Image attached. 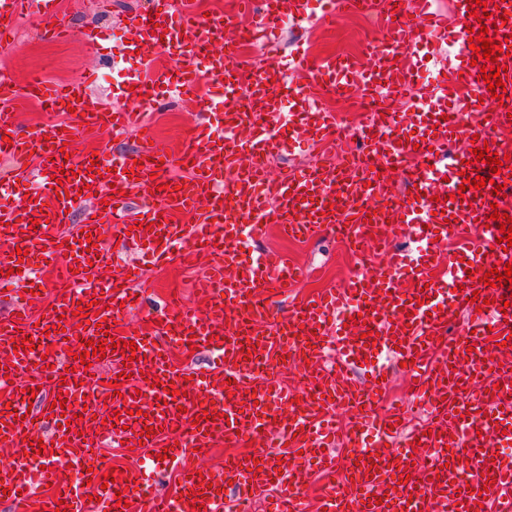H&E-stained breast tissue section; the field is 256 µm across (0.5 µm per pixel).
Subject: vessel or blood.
<instances>
[{
    "label": "vessel or blood",
    "instance_id": "1",
    "mask_svg": "<svg viewBox=\"0 0 512 512\" xmlns=\"http://www.w3.org/2000/svg\"><path fill=\"white\" fill-rule=\"evenodd\" d=\"M256 29L277 36L284 17L333 27L343 13L375 11L377 0H326L313 15L310 0H286L285 7L254 10ZM486 26L512 48V0L488 6ZM40 16L45 39L71 37L59 16L58 0H0V40L15 32L24 14ZM233 17H203L192 0L167 5L131 23L128 50L147 52L192 45L206 72L196 65L167 69L146 64L143 75L121 87L138 104L129 112L92 98L83 83L49 85L28 80L24 88H0V157L15 169L0 177V282L17 284L13 315L0 320V385L11 389L0 407V441L18 456L0 462V489L25 506L35 488L52 483L46 512H241L262 489L275 488L274 512H308L300 484L284 462L298 459L307 475L322 481L320 506L327 512H512V359L488 362L497 342L512 350V291L485 285L482 275L512 263V247L497 244L492 211L512 215V203L497 200L490 188H464L465 176L494 178L512 186V164L500 174L474 159L472 149H450L463 116L476 113L489 97L468 42L477 27L467 0H454L450 15L436 13L433 0H402L397 20L386 21L380 36L366 42L369 66L328 56H307L272 71H257L216 51ZM448 35V80L422 82L420 68L437 36ZM506 92L487 123L471 124L475 146L490 144V128H512V56L500 55ZM306 86H296L292 73ZM218 89L210 115L196 123L179 159L185 176L173 177L165 145L145 135L148 108L157 87L191 92L200 82ZM357 89L360 95L400 98V111L373 113L366 121L367 163L360 174L344 166L318 164L273 178L266 162L307 142L335 143L340 132L334 113L316 92ZM38 102L46 111L75 106L67 123L20 129L18 100ZM110 134L140 132L138 145L120 153L65 155L64 143L86 128ZM412 160L409 195H398L384 171ZM146 198L129 206L136 193ZM82 218L73 221L71 212ZM38 228H31V219ZM380 234L368 236V223ZM290 238L313 239L345 224L351 246L377 243L381 259L371 274L293 303L274 318L266 300L287 294L304 274L288 258L246 253L269 224ZM401 238L420 243L418 254L397 247ZM454 241L457 260L440 267V245ZM148 245L156 262L188 249L202 271L194 306L176 304L157 319L153 334L126 328L137 351L117 348L79 366L76 355L87 341L104 342L138 308L144 285L125 271L106 274L115 256ZM26 251L17 258L16 248ZM25 272H18V265ZM442 269L435 277L433 269ZM489 298L476 308L473 293ZM48 297L33 309L32 297ZM96 305L97 315L78 308ZM464 328H456L458 314ZM361 316L352 324V316ZM167 336L178 346L213 354L204 371H172L166 352L153 341ZM31 338L33 350L14 351ZM50 349L49 368L38 353ZM404 363L412 395L426 412L417 426L402 425L395 408L380 409L388 383L381 356ZM112 371L100 377V360ZM302 367L309 391L282 385L276 370ZM364 366L373 381L363 385L342 376L343 366ZM29 379H22V372ZM120 381L119 393L100 406L90 392L102 380ZM67 407H60V400ZM355 413L359 429L339 437L336 412ZM267 439L268 448L251 456L226 457L212 469L200 465L201 452L217 442L240 446L244 437ZM140 447L147 466L177 464L182 478L166 497L153 495L134 472L101 485L98 451L105 439ZM46 444L37 452L32 440ZM355 450L352 464L337 465L332 453L340 440ZM478 473L466 476L464 461ZM238 492L224 496L226 485Z\"/></svg>",
    "mask_w": 512,
    "mask_h": 512
}]
</instances>
